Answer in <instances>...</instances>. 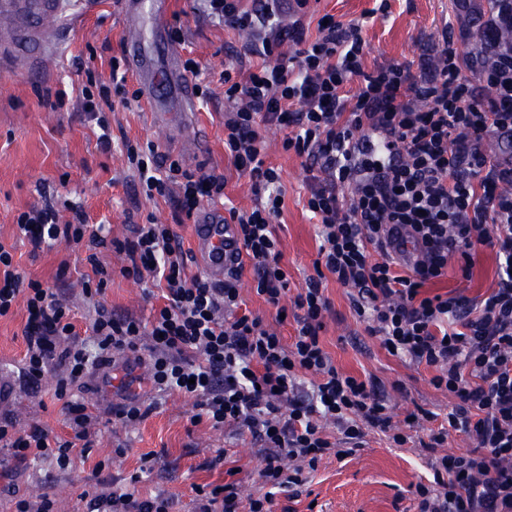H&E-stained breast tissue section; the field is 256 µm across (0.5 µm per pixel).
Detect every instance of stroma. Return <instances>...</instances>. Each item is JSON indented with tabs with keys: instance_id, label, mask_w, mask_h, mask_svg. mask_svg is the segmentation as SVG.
I'll list each match as a JSON object with an SVG mask.
<instances>
[{
	"instance_id": "35a3bbf8",
	"label": "stroma",
	"mask_w": 512,
	"mask_h": 512,
	"mask_svg": "<svg viewBox=\"0 0 512 512\" xmlns=\"http://www.w3.org/2000/svg\"><path fill=\"white\" fill-rule=\"evenodd\" d=\"M477 11L460 13L455 0H389L380 11V0H309L308 12L331 14L336 19L363 25L367 54L365 64L399 62L417 64L422 40L437 36L442 28L466 25L471 35L456 41L462 73L470 81L478 76L470 61L475 42L473 33L496 15L493 0H473ZM196 0H171L168 26L182 27L186 39L178 49L182 58L200 64L198 83L209 86L212 97L199 101L194 119L205 133L202 149L187 141L165 137L154 127L150 110L130 112L115 107L108 115L112 144L101 150V133L96 122L71 104L51 107L50 91H72L86 80L85 69H93L103 82H110L111 58L123 57L124 18L118 0H101L98 11L82 19L72 31L64 50L51 66L38 75L0 69V242L12 245L15 260L27 277L59 281L73 310V322L81 336H89L95 303H103L120 313L132 310L150 317L156 288L125 278L122 255L101 251V262L112 277L104 295L92 302L82 293V279L90 274L86 252L81 247L58 245L49 251L32 253L19 237L17 215L33 205L65 197L73 209H81L88 223L101 226L104 236L128 237L133 224L147 216L159 222L172 221V209L164 201L148 202L134 196V181L128 168L125 140L153 143L160 152L177 159L187 169L201 166L223 170L227 185L224 208L247 209L253 196L246 178L238 176L224 153V85L221 76L228 48L245 41L243 32L221 25L202 23L195 18ZM285 134L267 132L266 161L279 169L284 195L282 214L272 228L283 252L282 264L288 275V293L296 295L305 279L314 275V262L321 244L320 226L307 207L309 174L302 158L282 148ZM68 262L64 278L56 273ZM495 285V263L490 249H482L475 259L473 275L464 278L456 265L436 284L438 293L457 291L472 297L489 292ZM325 294L332 311L325 320L321 340L337 366L344 372L362 376L373 374L392 387L391 404L396 415L420 406L436 413V421L420 420L415 441L395 448L377 433L369 434L364 448L355 455L323 459L313 472L306 495L289 499L275 496L274 512H417L415 486L431 477L427 453L420 444L434 422H445L450 408L447 395L430 383L432 372L409 365L389 355L368 335L364 322L354 313L346 288L333 277L324 280ZM23 307L0 318V411L10 414L18 426L38 424L64 437L69 429L62 404L53 396V378L45 376L40 392L20 388L16 382L25 344L21 329ZM73 397L97 405L100 422L88 456H74L67 469H59L48 459H33L11 466L10 484L15 495L0 494V512H16L18 497L38 500L49 494L55 512H88L96 494L127 491L147 499L159 491L177 496V512H194L193 485L220 484L223 466L204 468L205 460L218 449L234 451L247 491H258V458L249 441L211 428L208 423L191 425L192 403L180 394L158 396L157 407L142 422L126 425L112 417L110 400L98 390L96 381L74 390Z\"/></svg>"
}]
</instances>
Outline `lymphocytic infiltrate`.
I'll return each instance as SVG.
<instances>
[{
  "label": "lymphocytic infiltrate",
  "instance_id": "1",
  "mask_svg": "<svg viewBox=\"0 0 512 512\" xmlns=\"http://www.w3.org/2000/svg\"><path fill=\"white\" fill-rule=\"evenodd\" d=\"M308 0H296L282 23L284 0H202L204 20L247 32L228 52L224 69V150L248 178L253 205L230 209L246 266L223 284L188 274L189 252L172 224L133 225L128 238L107 239L88 224H63L52 204L20 212L16 224L33 250L58 241L86 245L87 262L106 285L97 251L124 254L121 272L135 281L163 282V306L149 321L96 305L91 336L75 330L56 285L27 278L11 248L0 242V317L16 304L27 312L19 380L45 374L67 411L70 438L33 424L0 418V447L19 462L49 458L68 468L75 448L90 450L99 415L69 400L72 387L93 377L110 382L119 359L146 353L153 389L192 402L191 424L209 421L249 438L261 458L266 491L244 495L234 470L220 489L195 486V512H272L275 491L297 498L326 457L364 448L369 432L395 447L429 411L396 421L384 383L343 372L320 333L331 303L321 276L306 280L283 306L288 279L271 224L280 216V172L266 163L265 132L285 131L283 148L303 158L311 175L308 208L318 217V266L347 288L352 309L388 354L433 369L431 385L448 394L447 426L430 430L432 484H417L418 512H512V155L491 159L484 146L512 135V0H496L494 21L479 36L477 59L486 91L465 78L454 36L420 48L417 65L393 62L366 69L361 23L336 19L309 35ZM292 46V55L281 52ZM141 110L125 81L82 88L75 106L108 129L106 109ZM392 139L391 153L369 152V141ZM135 192L164 199L174 219L192 217L223 197L216 171L182 168L155 147L127 145ZM484 248L495 254L497 283L484 297L424 295L459 259L471 277ZM251 271L254 290L277 313H291L293 342L261 315L243 310L238 283ZM94 344L96 355L86 346ZM464 431L470 449L450 454L449 428ZM173 496L142 500L131 493L94 496L92 512H172Z\"/></svg>",
  "mask_w": 512,
  "mask_h": 512
}]
</instances>
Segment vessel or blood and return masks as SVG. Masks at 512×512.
Segmentation results:
<instances>
[{
  "label": "vessel or blood",
  "mask_w": 512,
  "mask_h": 512,
  "mask_svg": "<svg viewBox=\"0 0 512 512\" xmlns=\"http://www.w3.org/2000/svg\"><path fill=\"white\" fill-rule=\"evenodd\" d=\"M71 0H0V66L32 73L47 64L73 23ZM127 20L124 45L152 111L168 136L179 135L196 107L191 81L183 73L180 53L168 36L169 0H121ZM219 206L203 208L195 221L194 253L210 279L240 260V244L224 222Z\"/></svg>",
  "instance_id": "1"
}]
</instances>
